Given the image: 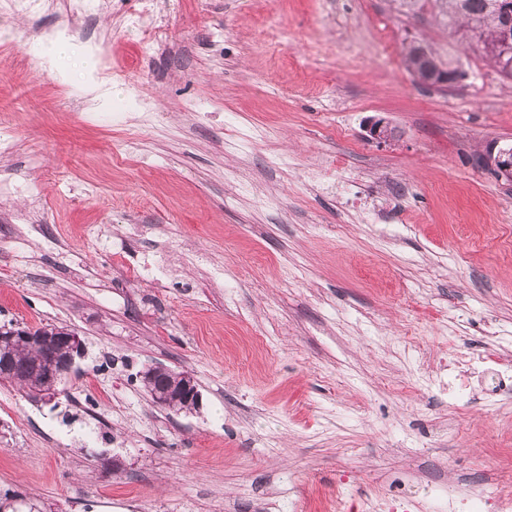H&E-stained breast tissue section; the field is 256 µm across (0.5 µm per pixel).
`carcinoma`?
<instances>
[{"label": "carcinoma", "instance_id": "carcinoma-1", "mask_svg": "<svg viewBox=\"0 0 512 512\" xmlns=\"http://www.w3.org/2000/svg\"><path fill=\"white\" fill-rule=\"evenodd\" d=\"M502 3L503 0H401L407 11L414 14L429 5L436 13L448 17L460 40L481 47L501 77L512 80V56H503L497 46V33L512 23V15L502 12ZM60 357L58 346L38 349L18 346L15 355L9 359L5 380L25 390L35 379L47 390L60 391L70 373V368L61 365Z\"/></svg>", "mask_w": 512, "mask_h": 512}]
</instances>
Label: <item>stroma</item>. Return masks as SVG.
Wrapping results in <instances>:
<instances>
[{"label": "stroma", "instance_id": "1", "mask_svg": "<svg viewBox=\"0 0 512 512\" xmlns=\"http://www.w3.org/2000/svg\"><path fill=\"white\" fill-rule=\"evenodd\" d=\"M151 26L165 49L145 48ZM56 32L107 47L99 94L76 56L27 67ZM412 36L463 85L418 84ZM377 118L395 140L368 139ZM1 139L0 324L86 343L51 402L0 382L16 512H375L479 479L512 494V399L460 410L437 381L458 351L512 361V182L486 161L512 146V82L443 17L98 0L87 22L22 0L0 12ZM153 365L191 374L198 408L156 406Z\"/></svg>", "mask_w": 512, "mask_h": 512}]
</instances>
